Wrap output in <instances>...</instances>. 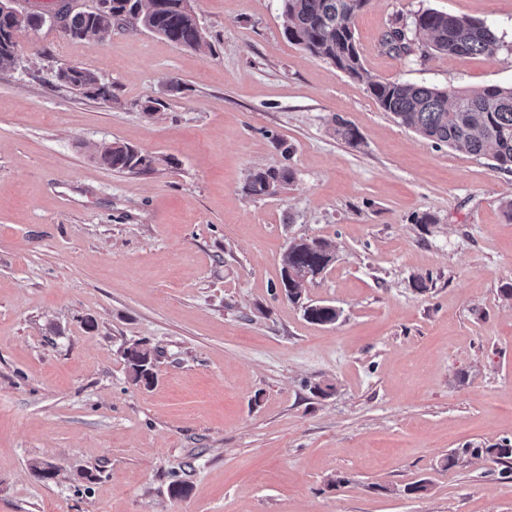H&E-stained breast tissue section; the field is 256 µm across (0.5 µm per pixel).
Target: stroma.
Instances as JSON below:
<instances>
[{
	"instance_id": "stroma-1",
	"label": "stroma",
	"mask_w": 512,
	"mask_h": 512,
	"mask_svg": "<svg viewBox=\"0 0 512 512\" xmlns=\"http://www.w3.org/2000/svg\"><path fill=\"white\" fill-rule=\"evenodd\" d=\"M192 6L199 47L48 23L0 70V512H512L500 464L446 465L512 439V173L368 87L511 86L512 0H369L359 79L288 42L281 0ZM425 9L494 23L498 48L384 46ZM66 65L111 100L58 81ZM115 140L151 170L100 165ZM279 165L293 182L245 192ZM295 238L334 247L306 288L334 325L278 289ZM136 340L156 352L148 387L128 379ZM294 179V172L287 166H269L250 172L245 189L253 197H265L276 194Z\"/></svg>"
}]
</instances>
